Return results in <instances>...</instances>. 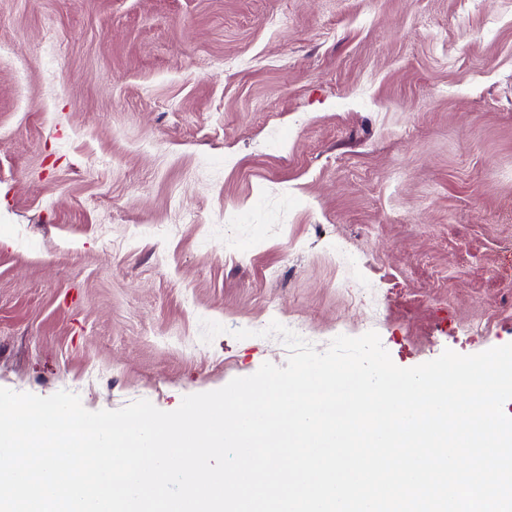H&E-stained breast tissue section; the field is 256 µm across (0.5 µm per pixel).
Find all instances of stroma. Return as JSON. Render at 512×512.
<instances>
[{
    "mask_svg": "<svg viewBox=\"0 0 512 512\" xmlns=\"http://www.w3.org/2000/svg\"><path fill=\"white\" fill-rule=\"evenodd\" d=\"M1 44L0 388L512 343V0H0Z\"/></svg>",
    "mask_w": 512,
    "mask_h": 512,
    "instance_id": "obj_1",
    "label": "stroma"
}]
</instances>
